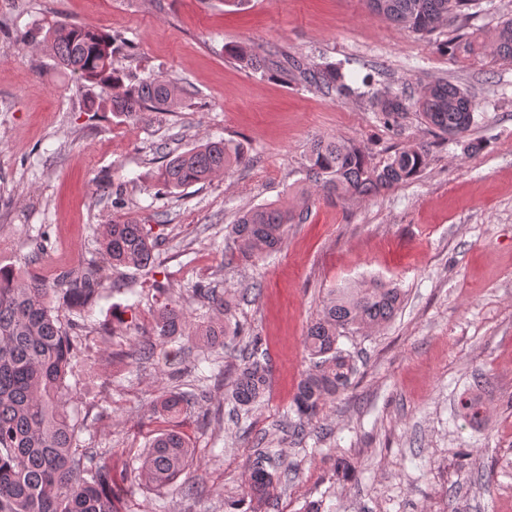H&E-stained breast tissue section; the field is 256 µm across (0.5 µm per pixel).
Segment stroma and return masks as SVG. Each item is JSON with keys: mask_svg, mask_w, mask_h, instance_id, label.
<instances>
[{"mask_svg": "<svg viewBox=\"0 0 512 512\" xmlns=\"http://www.w3.org/2000/svg\"><path fill=\"white\" fill-rule=\"evenodd\" d=\"M512 0H478L430 36L372 13L364 0H0V266L21 274L94 263L115 283L86 320L72 408L81 439L126 469L122 512H512V60L485 46ZM107 30L134 46L117 66L189 88L172 112L135 121L82 106L81 84L61 74L42 39L56 22ZM465 33L472 50H447ZM274 48L312 65L343 62L354 86L413 95L445 79L476 101L465 142L436 137L416 112L385 125L367 98L341 97L270 71L255 73L228 46ZM365 145L379 164L428 145L420 175L375 195L331 201L314 191L311 143ZM240 145L249 164L167 192L165 159L206 140ZM306 209L279 252L241 260L230 236L240 211ZM145 225L153 268L112 269L102 225ZM398 288L383 326L351 329L339 345L356 372L316 417L299 416L296 387L312 363L304 338L330 293L371 282ZM204 284L232 300L238 335L208 347L153 337L161 305L189 321L211 311ZM109 335H100L99 325ZM256 352L270 370L257 405L228 397L234 372ZM194 403L172 429L195 450L179 482L190 496L147 490L136 457L162 424L167 392ZM480 396L481 420L457 402ZM273 491L248 499L259 456Z\"/></svg>", "mask_w": 512, "mask_h": 512, "instance_id": "35a3bbf8", "label": "stroma"}]
</instances>
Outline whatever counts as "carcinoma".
<instances>
[{
	"instance_id": "cac0c4a2",
	"label": "carcinoma",
	"mask_w": 512,
	"mask_h": 512,
	"mask_svg": "<svg viewBox=\"0 0 512 512\" xmlns=\"http://www.w3.org/2000/svg\"><path fill=\"white\" fill-rule=\"evenodd\" d=\"M374 13L429 35L460 16L470 0H375ZM44 47L55 66L76 76L90 112L110 111L129 120L141 112H169L181 101L185 89L158 78L131 79L113 66L122 43L96 28L60 23L45 34ZM503 59L512 58V19L499 26L489 46ZM238 60L249 70L276 69L285 78L300 80L340 95L355 90L341 68L311 66L294 56L261 48L238 50ZM100 92H94V89ZM369 102L388 123H396L416 108L424 121L443 134L465 138L474 122L476 104L457 85L434 80L412 99L389 89L370 93ZM427 146L417 144L395 151L383 166H374L360 145L340 140H318L309 154L308 176L325 198L346 201L363 197L417 176L426 164ZM249 162L243 148L223 141H207L171 155L160 174L171 192L211 179L233 166ZM303 219L272 204L242 211L231 225V236L242 258L276 252L288 225ZM101 250L114 267L147 269L153 266L154 244L142 224H105ZM105 288L98 270L82 266L63 270L50 278L23 277L12 267H0V512H120L113 486L117 477L112 457L81 444L85 419L67 409L72 388L67 378L76 375L85 324L81 314L93 306ZM193 293L206 300L213 315L190 328L183 309L164 305L153 327L163 342L186 331L210 344L224 343L229 335L227 314L231 303L214 289L197 286ZM75 315L62 321L55 300ZM400 303L398 289L374 282L363 288H345L332 294L322 314L308 329L305 347L313 360L295 397L297 409L317 414L329 399L345 389L355 372L350 354L338 346L346 329L376 327L391 320ZM267 364L255 358L240 366L232 382V398L243 407L257 403L268 384ZM194 395L171 392L155 413L176 418ZM460 415L482 417L480 398L459 401ZM194 459L193 449L181 433L166 429L138 455L141 485L161 492L176 486ZM250 489L262 497L270 494L271 475L256 465Z\"/></svg>"
}]
</instances>
